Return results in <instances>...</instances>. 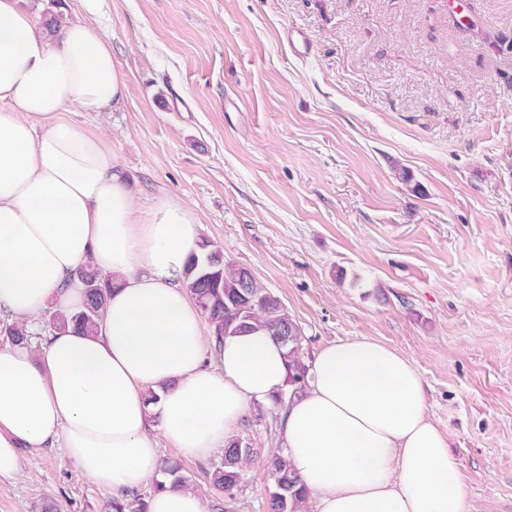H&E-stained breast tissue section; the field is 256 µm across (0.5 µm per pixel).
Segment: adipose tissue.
I'll return each instance as SVG.
<instances>
[{
  "instance_id": "adipose-tissue-1",
  "label": "adipose tissue",
  "mask_w": 512,
  "mask_h": 512,
  "mask_svg": "<svg viewBox=\"0 0 512 512\" xmlns=\"http://www.w3.org/2000/svg\"><path fill=\"white\" fill-rule=\"evenodd\" d=\"M125 93L99 27L49 26L21 0H0V313L79 310L76 271L88 262L115 283L96 333L52 331L37 354L0 347V479L23 449L56 444L120 494L155 468L158 438L210 457L252 404L289 389L285 350L267 332L207 335L185 278L194 211L160 197L139 212L111 145L66 116L116 107ZM310 373L281 411L280 446L317 512H467L411 360L343 340Z\"/></svg>"
}]
</instances>
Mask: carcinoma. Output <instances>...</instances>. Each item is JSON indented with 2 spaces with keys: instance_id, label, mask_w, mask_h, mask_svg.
Wrapping results in <instances>:
<instances>
[{
  "instance_id": "cac0c4a2",
  "label": "carcinoma",
  "mask_w": 512,
  "mask_h": 512,
  "mask_svg": "<svg viewBox=\"0 0 512 512\" xmlns=\"http://www.w3.org/2000/svg\"><path fill=\"white\" fill-rule=\"evenodd\" d=\"M201 253L191 258L187 270L189 288L193 291L201 313L212 333L223 339L244 332L267 330L286 348L288 383L292 393L304 390L310 365L302 353L303 335L280 299L263 287L252 273L225 260L219 248L200 245ZM77 275L85 286L86 301L82 309L71 315L51 314V329L80 328L88 333L97 331L98 321L112 292V278L101 274L91 264L78 269ZM253 454L249 444L232 439L224 448V456L208 472L211 485L222 492L236 489L244 480L243 464ZM273 490L269 493L268 512H303L309 494L288 457L273 456L269 463ZM163 479L155 482V490L186 486L181 464L167 461L161 466ZM105 512H146L141 498H113L106 502Z\"/></svg>"
}]
</instances>
